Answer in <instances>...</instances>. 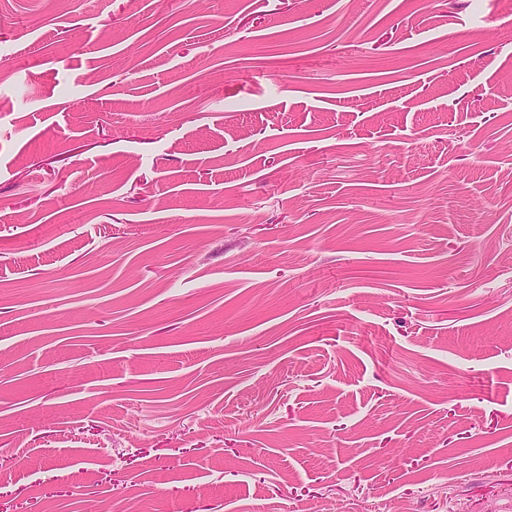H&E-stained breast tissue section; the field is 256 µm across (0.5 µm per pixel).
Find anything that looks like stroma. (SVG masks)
<instances>
[{
  "label": "stroma",
  "mask_w": 512,
  "mask_h": 512,
  "mask_svg": "<svg viewBox=\"0 0 512 512\" xmlns=\"http://www.w3.org/2000/svg\"><path fill=\"white\" fill-rule=\"evenodd\" d=\"M512 512V0H0V512Z\"/></svg>",
  "instance_id": "35a3bbf8"
}]
</instances>
